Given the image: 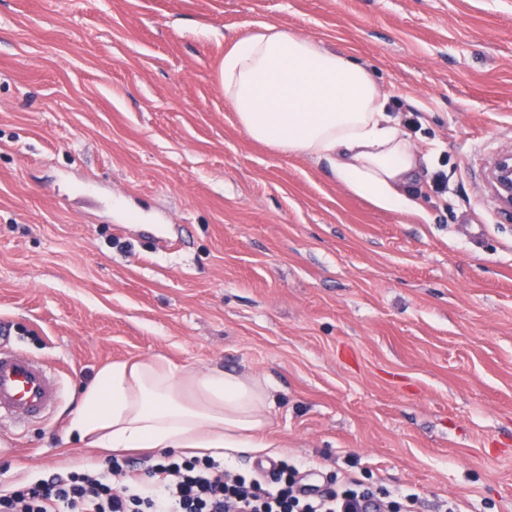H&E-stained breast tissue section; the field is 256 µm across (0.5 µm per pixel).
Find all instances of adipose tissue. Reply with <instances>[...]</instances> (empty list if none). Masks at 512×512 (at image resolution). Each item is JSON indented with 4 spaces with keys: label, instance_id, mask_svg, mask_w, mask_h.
Listing matches in <instances>:
<instances>
[{
    "label": "adipose tissue",
    "instance_id": "ef3b65f1",
    "mask_svg": "<svg viewBox=\"0 0 512 512\" xmlns=\"http://www.w3.org/2000/svg\"><path fill=\"white\" fill-rule=\"evenodd\" d=\"M224 99L255 141L326 165L376 206L411 211L427 162L388 113L370 72L352 58L276 25L238 38L224 55ZM266 385L215 367L158 356L102 368L80 394L69 433L96 448L230 451L266 448Z\"/></svg>",
    "mask_w": 512,
    "mask_h": 512
}]
</instances>
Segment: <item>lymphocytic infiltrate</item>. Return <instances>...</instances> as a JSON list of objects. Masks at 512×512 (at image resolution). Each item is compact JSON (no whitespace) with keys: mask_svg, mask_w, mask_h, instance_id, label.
Instances as JSON below:
<instances>
[{"mask_svg":"<svg viewBox=\"0 0 512 512\" xmlns=\"http://www.w3.org/2000/svg\"><path fill=\"white\" fill-rule=\"evenodd\" d=\"M372 494L306 492L283 479L281 463L260 477L228 479L213 458L151 460L145 476L125 473L118 458L0 492V512H367Z\"/></svg>","mask_w":512,"mask_h":512,"instance_id":"lymphocytic-infiltrate-1","label":"lymphocytic infiltrate"}]
</instances>
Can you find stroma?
<instances>
[{
	"instance_id": "stroma-1",
	"label": "stroma",
	"mask_w": 512,
	"mask_h": 512,
	"mask_svg": "<svg viewBox=\"0 0 512 512\" xmlns=\"http://www.w3.org/2000/svg\"><path fill=\"white\" fill-rule=\"evenodd\" d=\"M366 67L430 163L420 208L237 124L224 53L263 24ZM512 0H0V328L63 390L0 421V488L92 467L106 365L268 383L271 458L417 512H512ZM448 189L437 192L438 174Z\"/></svg>"
}]
</instances>
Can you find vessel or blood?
I'll use <instances>...</instances> for the list:
<instances>
[{"mask_svg":"<svg viewBox=\"0 0 512 512\" xmlns=\"http://www.w3.org/2000/svg\"><path fill=\"white\" fill-rule=\"evenodd\" d=\"M60 397V385L46 363L0 338V418L39 420Z\"/></svg>","mask_w":512,"mask_h":512,"instance_id":"b4317fda","label":"vessel or blood"}]
</instances>
